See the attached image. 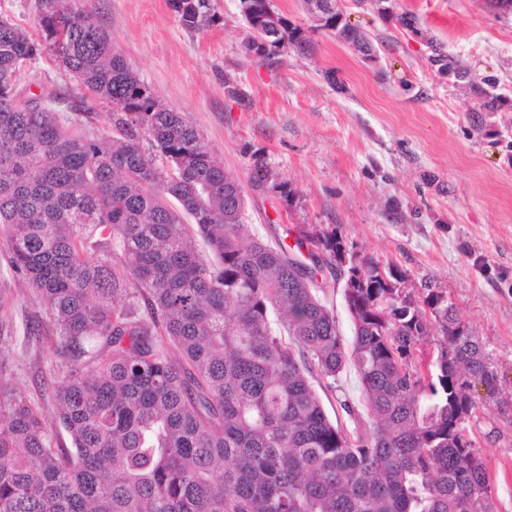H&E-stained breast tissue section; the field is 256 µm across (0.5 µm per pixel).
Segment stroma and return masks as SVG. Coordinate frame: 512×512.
I'll use <instances>...</instances> for the list:
<instances>
[{"label": "stroma", "mask_w": 512, "mask_h": 512, "mask_svg": "<svg viewBox=\"0 0 512 512\" xmlns=\"http://www.w3.org/2000/svg\"><path fill=\"white\" fill-rule=\"evenodd\" d=\"M311 41L267 66L246 55L239 0H214L220 26L185 29L168 0H92V17L155 97L203 134L242 184L248 222L269 241L294 245L299 225L337 231L348 248L395 264L421 296L443 291L491 353L500 401L477 386L465 425L485 464L493 512H512V13L489 0H339L347 21L376 46L364 57L315 29L303 0H272ZM415 15L416 30L398 19ZM451 16L450 24L438 15ZM469 66L471 84L441 76L432 46ZM232 81L244 94L224 92ZM506 100L479 109L480 88ZM289 195L260 192L257 169ZM0 382L21 390L61 443L53 389L60 359L39 294L0 248ZM329 417L362 410L354 373L314 383Z\"/></svg>", "instance_id": "35a3bbf8"}]
</instances>
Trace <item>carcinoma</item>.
I'll list each match as a JSON object with an SVG mask.
<instances>
[{"mask_svg": "<svg viewBox=\"0 0 512 512\" xmlns=\"http://www.w3.org/2000/svg\"><path fill=\"white\" fill-rule=\"evenodd\" d=\"M316 28L365 56L336 0H306ZM181 25H219L213 0H169ZM245 53L272 61L309 41L271 0H240ZM39 38L0 19V245L41 295L62 363L57 443L24 394L0 385V512H491L465 421L471 389L499 394L492 355L429 288L356 256L343 289L352 339L314 288L346 244L298 235L313 266L246 224V195L180 112L114 50L84 0H41ZM457 81L469 70L431 47ZM48 54L76 93L26 94ZM48 97L57 111L44 112ZM112 105V137L65 112ZM502 96L482 91L496 112ZM288 192L269 172L256 189ZM431 350H426V347ZM354 371L355 435L310 382Z\"/></svg>", "mask_w": 512, "mask_h": 512, "instance_id": "cac0c4a2", "label": "carcinoma"}]
</instances>
